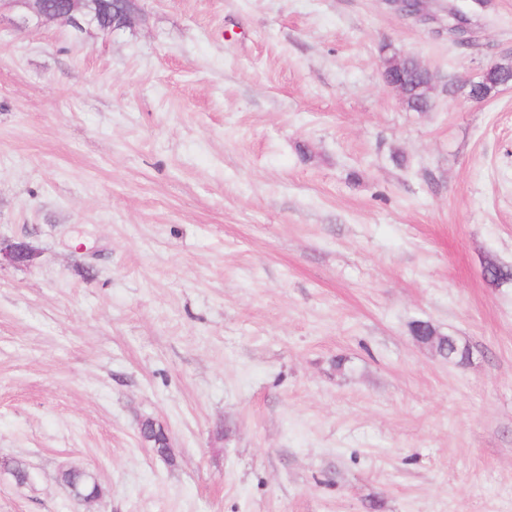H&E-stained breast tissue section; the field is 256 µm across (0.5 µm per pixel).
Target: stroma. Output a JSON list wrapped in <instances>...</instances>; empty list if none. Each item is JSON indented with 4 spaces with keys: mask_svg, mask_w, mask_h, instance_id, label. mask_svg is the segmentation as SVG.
I'll return each mask as SVG.
<instances>
[{
    "mask_svg": "<svg viewBox=\"0 0 512 512\" xmlns=\"http://www.w3.org/2000/svg\"><path fill=\"white\" fill-rule=\"evenodd\" d=\"M143 8L106 41L0 16V246L36 251L0 259V512H512V84L465 85L512 0ZM429 0H386L387 5L395 13L413 18H426ZM403 80L407 86V96L401 101L406 108L413 112H423L431 107V100L423 97V85L428 81L422 73L412 64L407 65L403 71ZM59 480L68 488L73 487L84 496H97L87 500L91 502L100 498L102 488L97 480L88 472L78 469L63 470L59 474Z\"/></svg>",
    "mask_w": 512,
    "mask_h": 512,
    "instance_id": "obj_1",
    "label": "stroma"
}]
</instances>
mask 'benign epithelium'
Here are the masks:
<instances>
[{
  "mask_svg": "<svg viewBox=\"0 0 512 512\" xmlns=\"http://www.w3.org/2000/svg\"><path fill=\"white\" fill-rule=\"evenodd\" d=\"M429 0H386L395 13L413 18L428 16ZM21 12L23 22L39 23L46 20L61 21L78 31H89L106 40L114 34L134 28L143 21V12L139 0H122V7L112 8V26L107 27L96 21L88 13V0H61L53 4L48 0H0V13L3 11ZM395 63L381 62L382 76L385 83L397 96H402L401 81L395 70ZM35 252L24 242L12 245L9 258L16 262H26L34 258Z\"/></svg>",
  "mask_w": 512,
  "mask_h": 512,
  "instance_id": "benign-epithelium-1",
  "label": "benign epithelium"
}]
</instances>
